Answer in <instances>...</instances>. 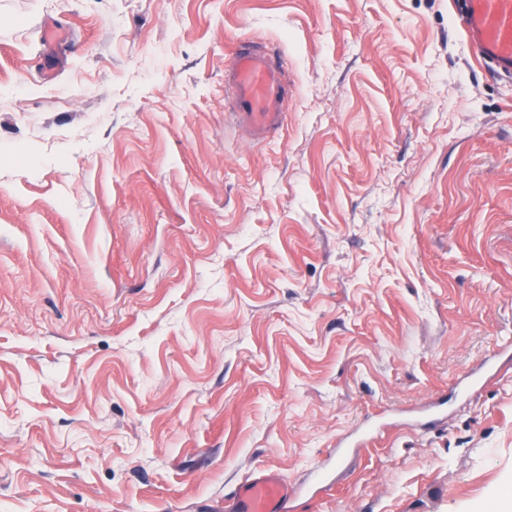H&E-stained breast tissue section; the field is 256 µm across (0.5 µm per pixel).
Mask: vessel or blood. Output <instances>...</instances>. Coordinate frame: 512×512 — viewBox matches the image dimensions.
<instances>
[{"label":"vessel or blood","mask_w":512,"mask_h":512,"mask_svg":"<svg viewBox=\"0 0 512 512\" xmlns=\"http://www.w3.org/2000/svg\"><path fill=\"white\" fill-rule=\"evenodd\" d=\"M462 29L478 56L494 72L512 75V0H459ZM231 114L258 140L282 128L290 84L283 66L263 47L239 42L227 75ZM294 490L275 470H261L242 482L227 512H285Z\"/></svg>","instance_id":"b4317fda"}]
</instances>
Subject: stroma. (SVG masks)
Here are the masks:
<instances>
[{
  "mask_svg": "<svg viewBox=\"0 0 512 512\" xmlns=\"http://www.w3.org/2000/svg\"><path fill=\"white\" fill-rule=\"evenodd\" d=\"M292 93L252 140L234 46ZM487 512L512 78L454 0H0V512ZM296 495L276 470L262 469L242 482L230 498L228 512H285Z\"/></svg>",
  "mask_w": 512,
  "mask_h": 512,
  "instance_id": "35a3bbf8",
  "label": "stroma"
}]
</instances>
